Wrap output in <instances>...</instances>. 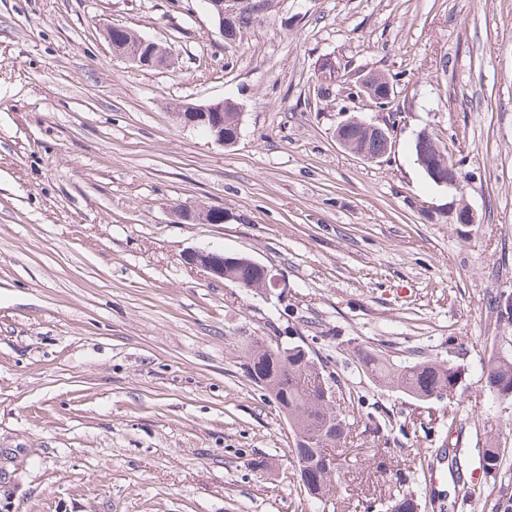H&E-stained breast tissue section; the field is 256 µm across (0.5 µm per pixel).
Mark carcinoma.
Wrapping results in <instances>:
<instances>
[{
	"instance_id": "1",
	"label": "carcinoma",
	"mask_w": 512,
	"mask_h": 512,
	"mask_svg": "<svg viewBox=\"0 0 512 512\" xmlns=\"http://www.w3.org/2000/svg\"><path fill=\"white\" fill-rule=\"evenodd\" d=\"M267 7V0H250V8L237 14L228 29L236 37L252 20L253 12ZM106 38L112 46L133 41L137 32L122 27L106 29ZM224 132L235 135L238 131L239 112L234 104L224 103ZM347 140L368 153H378L384 148L383 140L369 137L358 126L347 132ZM416 161L426 176L448 177V167L454 162L447 149H440L435 141L416 139ZM224 279L256 295L266 290L265 266L244 255H224ZM243 359L247 377L266 391L278 405L293 434V460L304 470L312 484L307 495L324 505L333 491V480L338 467L326 463L327 449L336 447L348 430L345 415L336 402L331 377L301 344L285 342L279 347L261 336L243 340ZM361 363L379 381L397 388L416 402H426L431 397L456 395L463 376L461 367L444 361H424L407 366H394L371 351H364ZM483 374L489 392L496 398L512 397V353L499 352L491 357ZM481 463L488 474L500 471L502 458L499 451L481 449ZM414 495L401 492L394 496L390 512H417Z\"/></svg>"
}]
</instances>
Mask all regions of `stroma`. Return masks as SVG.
I'll use <instances>...</instances> for the list:
<instances>
[{
	"mask_svg": "<svg viewBox=\"0 0 512 512\" xmlns=\"http://www.w3.org/2000/svg\"><path fill=\"white\" fill-rule=\"evenodd\" d=\"M114 25L176 67L116 60ZM372 70L397 117L357 96ZM219 99L242 112L231 147L170 114ZM352 117L388 129L383 158L338 144ZM423 132L461 190L418 166ZM462 203L475 223H457ZM184 204L224 221H177ZM193 249L248 256L279 285L212 280ZM510 293L512 0H269L232 42L199 0H0V512H316L286 419L243 368V338L282 333L348 415L326 512H386L400 475L418 512H495L512 398L482 367L512 351L491 305ZM361 349L450 362L462 384L415 402ZM489 440L503 477L479 465Z\"/></svg>",
	"mask_w": 512,
	"mask_h": 512,
	"instance_id": "obj_1",
	"label": "stroma"
}]
</instances>
